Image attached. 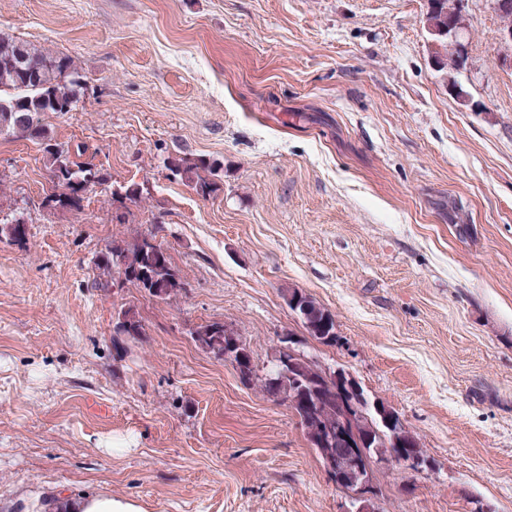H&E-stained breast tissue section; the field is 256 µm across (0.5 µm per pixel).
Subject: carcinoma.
<instances>
[{
	"instance_id": "carcinoma-1",
	"label": "carcinoma",
	"mask_w": 512,
	"mask_h": 512,
	"mask_svg": "<svg viewBox=\"0 0 512 512\" xmlns=\"http://www.w3.org/2000/svg\"><path fill=\"white\" fill-rule=\"evenodd\" d=\"M455 0H431V7L425 14V21L433 27L448 24V14L454 8ZM435 56L441 58L440 70L459 73L466 67L448 50L447 39H439ZM84 94L82 76L73 60L66 55L41 51L35 46L0 35V135L21 136L36 139L44 145L46 166L51 172L55 190L46 196L53 207L78 209L83 198L81 192H88L94 186L108 182V175L96 165L77 163L70 160L67 152L52 142L43 116L48 113L63 114L75 110ZM168 169L173 175L191 183L197 194L206 197L218 190L217 173L205 160L178 159ZM99 269L107 275H121V271L135 274L131 284L148 292L163 286L166 297L184 289L178 271L169 256L143 253L137 248V241L112 244L100 256ZM288 306H297L299 316L313 337L336 335V321L328 310L310 295L290 289ZM299 373L302 386L288 388V377L280 376L275 369L259 375L255 369L241 374L247 382H256L270 397L283 393L294 400L290 408L325 425L336 419V401L332 392L320 383V369L308 360H301ZM397 444L376 445L382 455L397 454L401 451L415 455L423 454L417 438L403 427L396 428Z\"/></svg>"
}]
</instances>
